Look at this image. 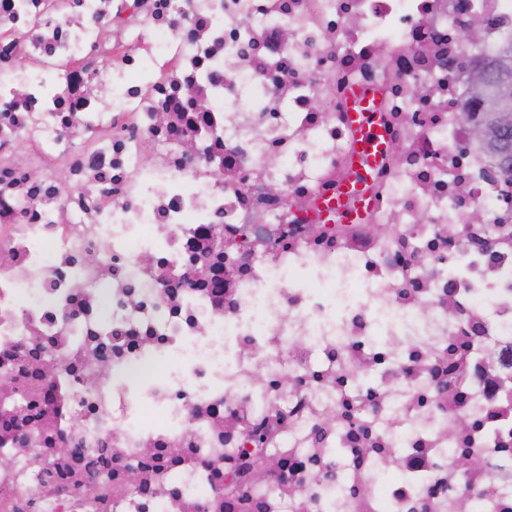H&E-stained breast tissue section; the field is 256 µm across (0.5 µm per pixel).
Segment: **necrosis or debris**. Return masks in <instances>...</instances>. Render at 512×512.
I'll use <instances>...</instances> for the list:
<instances>
[{
  "label": "necrosis or debris",
  "mask_w": 512,
  "mask_h": 512,
  "mask_svg": "<svg viewBox=\"0 0 512 512\" xmlns=\"http://www.w3.org/2000/svg\"><path fill=\"white\" fill-rule=\"evenodd\" d=\"M510 38L512 0H0V512H249L250 426L263 512H512V180L459 119Z\"/></svg>",
  "instance_id": "obj_1"
}]
</instances>
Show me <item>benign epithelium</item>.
<instances>
[{
  "label": "benign epithelium",
  "mask_w": 512,
  "mask_h": 512,
  "mask_svg": "<svg viewBox=\"0 0 512 512\" xmlns=\"http://www.w3.org/2000/svg\"><path fill=\"white\" fill-rule=\"evenodd\" d=\"M512 54L504 52L497 67L475 60L468 69L467 82L474 95L484 96L483 118L474 113H462L471 139L501 142L502 135L512 129Z\"/></svg>",
  "instance_id": "obj_1"
}]
</instances>
